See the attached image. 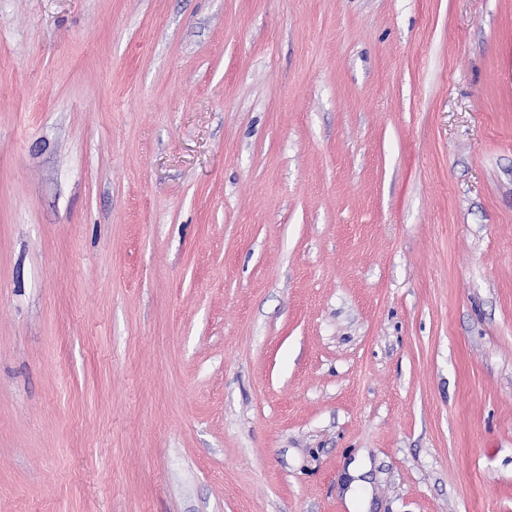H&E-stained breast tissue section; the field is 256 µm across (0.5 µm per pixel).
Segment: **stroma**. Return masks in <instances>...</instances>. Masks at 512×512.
<instances>
[{
	"mask_svg": "<svg viewBox=\"0 0 512 512\" xmlns=\"http://www.w3.org/2000/svg\"><path fill=\"white\" fill-rule=\"evenodd\" d=\"M512 512V0H0V512Z\"/></svg>",
	"mask_w": 512,
	"mask_h": 512,
	"instance_id": "stroma-1",
	"label": "stroma"
}]
</instances>
